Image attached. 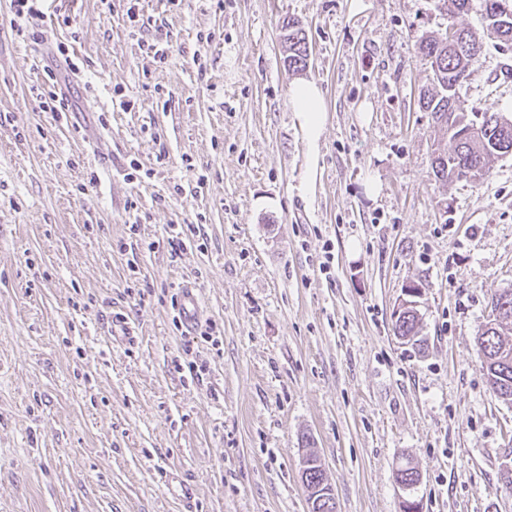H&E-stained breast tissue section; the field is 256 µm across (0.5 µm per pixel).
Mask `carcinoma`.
Returning a JSON list of instances; mask_svg holds the SVG:
<instances>
[{"instance_id":"obj_1","label":"carcinoma","mask_w":512,"mask_h":512,"mask_svg":"<svg viewBox=\"0 0 512 512\" xmlns=\"http://www.w3.org/2000/svg\"><path fill=\"white\" fill-rule=\"evenodd\" d=\"M484 21L498 25L499 45L512 50V0H483ZM452 36L431 34L417 47L418 56L432 71L433 88L420 97L421 107L429 112L435 123L446 128L452 149L437 155L432 161L434 175L441 181L460 179L462 168L477 169L471 182L480 181L495 161L512 155V118L486 110L474 122L461 106L458 91L459 77L473 70L480 51L475 48L474 31L450 25ZM281 29L287 43L288 68L299 71L306 68L309 44L305 31L292 19L283 20ZM506 306L502 319L493 331L482 329L476 340L483 354L482 368L489 389L498 399L512 403V360L504 362L499 357L503 347L512 352V289L496 294ZM418 316H404L393 324L395 335L413 337L417 333Z\"/></svg>"}]
</instances>
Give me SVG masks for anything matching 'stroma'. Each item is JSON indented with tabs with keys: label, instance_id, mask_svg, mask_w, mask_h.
Masks as SVG:
<instances>
[{
	"label": "stroma",
	"instance_id": "1",
	"mask_svg": "<svg viewBox=\"0 0 512 512\" xmlns=\"http://www.w3.org/2000/svg\"><path fill=\"white\" fill-rule=\"evenodd\" d=\"M138 7L141 27L126 0H42L18 25L0 0V512H308L309 452L337 512H512V404L475 342L512 289V156L436 182L450 142L419 105V42L482 31V0L455 18L439 0ZM59 46L63 115L40 106ZM298 80L323 94L313 156ZM460 96L511 117L512 50L485 35ZM411 283L417 345L392 329ZM281 29L287 43L288 68L294 71L306 68L309 58V44L305 31L292 19H283ZM178 310L180 319L187 329H194L200 320L198 297L193 288H182Z\"/></svg>",
	"mask_w": 512,
	"mask_h": 512
}]
</instances>
